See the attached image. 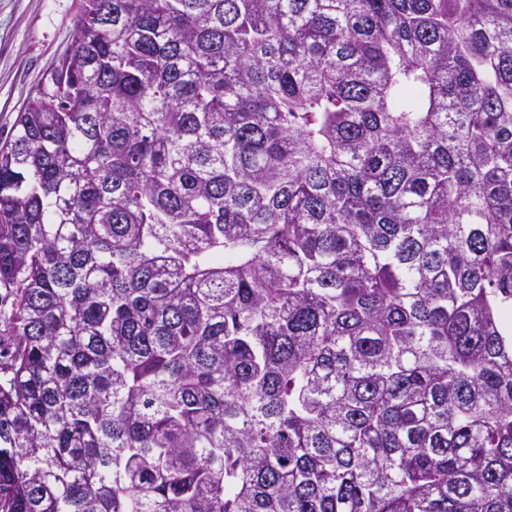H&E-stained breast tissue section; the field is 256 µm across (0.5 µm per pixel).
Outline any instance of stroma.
I'll return each mask as SVG.
<instances>
[{
    "instance_id": "stroma-1",
    "label": "stroma",
    "mask_w": 512,
    "mask_h": 512,
    "mask_svg": "<svg viewBox=\"0 0 512 512\" xmlns=\"http://www.w3.org/2000/svg\"><path fill=\"white\" fill-rule=\"evenodd\" d=\"M83 0H0V142L29 99L51 90L71 49Z\"/></svg>"
}]
</instances>
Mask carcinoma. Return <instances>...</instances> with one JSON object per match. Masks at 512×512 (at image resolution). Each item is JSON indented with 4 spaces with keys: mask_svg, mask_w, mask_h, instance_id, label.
<instances>
[{
    "mask_svg": "<svg viewBox=\"0 0 512 512\" xmlns=\"http://www.w3.org/2000/svg\"><path fill=\"white\" fill-rule=\"evenodd\" d=\"M0 512H512V0H84L0 146Z\"/></svg>",
    "mask_w": 512,
    "mask_h": 512,
    "instance_id": "1",
    "label": "carcinoma"
}]
</instances>
